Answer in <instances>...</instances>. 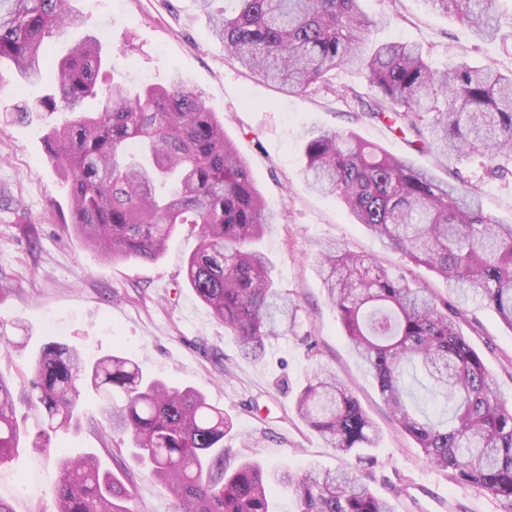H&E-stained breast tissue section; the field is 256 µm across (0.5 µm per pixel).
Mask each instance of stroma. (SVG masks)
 <instances>
[{"label": "stroma", "mask_w": 512, "mask_h": 512, "mask_svg": "<svg viewBox=\"0 0 512 512\" xmlns=\"http://www.w3.org/2000/svg\"><path fill=\"white\" fill-rule=\"evenodd\" d=\"M74 0L83 31L55 40L39 83L16 81L14 66L0 61V330L25 347L0 353V379L14 390L16 418L26 434L11 460L0 465V499L14 512H55L58 467L54 455L34 450L40 416L21 390L31 363L47 344L77 348L90 362L123 352L149 374L191 387L223 408L234 427L224 437L228 465L250 458L262 465L301 473L337 468L344 459L297 417L294 401L320 369L334 371L358 398L381 441L369 483L388 498L393 512H503L490 494L456 484L429 465L415 441L402 431L368 370L352 350L317 274L322 251L338 245L373 258L416 288L447 296L446 285L427 268L390 249L354 223L334 196L305 184L303 132L312 127L353 132L396 157L434 168L442 180L479 190L485 212L512 221V174L497 176L473 160L434 159L412 150L402 134L362 116L343 87L366 91L360 73L343 70L329 85L295 95L253 77L226 57L199 0ZM507 41L477 40L467 25L432 10L425 0H362L377 17L372 42L402 40L422 45L438 68L457 55L478 65L512 70V0H495ZM98 35L114 63L112 74L135 83L164 84L181 75L217 112L224 132L247 161L266 201L279 212L261 239L277 288L299 305L294 332L271 340L256 360L240 355L223 323L184 278V266L198 241L188 228L169 240L154 262L104 259L83 244L68 225L65 177L48 162L45 137L58 115L30 112L52 90L60 53L84 34ZM134 45L123 55L125 45ZM462 332L495 375L501 396L512 401V332L489 308L470 303ZM104 402L86 396L78 420L57 433L52 446L69 456L92 454L103 468L127 482L132 512H176L167 487L153 480L101 428Z\"/></svg>", "instance_id": "stroma-1"}]
</instances>
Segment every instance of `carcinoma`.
I'll return each instance as SVG.
<instances>
[{
  "instance_id": "carcinoma-1",
  "label": "carcinoma",
  "mask_w": 512,
  "mask_h": 512,
  "mask_svg": "<svg viewBox=\"0 0 512 512\" xmlns=\"http://www.w3.org/2000/svg\"><path fill=\"white\" fill-rule=\"evenodd\" d=\"M200 0L214 15L224 52L254 76L302 94L339 70L365 74L370 99L345 90L369 117L389 124L419 153L512 164V72L464 59L443 70L427 51L398 41L371 45L375 20L362 0ZM483 41L504 39L491 0H425ZM81 23L71 0H0V59L25 80L42 77L51 48ZM92 35L56 65L55 89L36 104L57 112L47 159L67 178L72 228L104 258L155 261L179 226L199 239L185 280L256 359L296 327L297 304L252 247L276 223L245 160L202 96L181 78L132 88L107 71ZM307 185L340 197L355 223L427 267L456 303L412 288L367 258L331 246L319 273L345 336L375 379L401 429L425 460L456 483L490 493L512 512V406L460 330L462 305L493 309L512 331V224L483 211L475 192L434 170L394 157L353 132H305ZM28 404L43 414L32 447L77 419L82 397L107 402L109 437L128 440L149 475L166 485L178 512H273L274 487L293 490L297 512H393L349 465L301 474L245 459L224 464V409L193 388L143 373L129 356L93 363L62 344L44 346L30 369ZM300 419L328 447L365 458L378 432L344 382L327 369L298 393ZM13 389L0 381V464L17 448ZM56 512H131L124 481L93 456L58 459Z\"/></svg>"
}]
</instances>
